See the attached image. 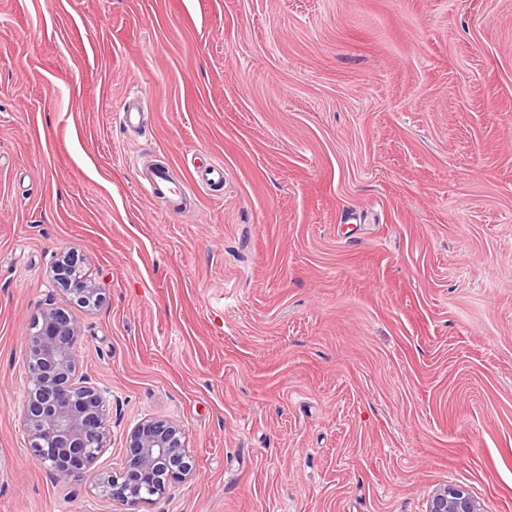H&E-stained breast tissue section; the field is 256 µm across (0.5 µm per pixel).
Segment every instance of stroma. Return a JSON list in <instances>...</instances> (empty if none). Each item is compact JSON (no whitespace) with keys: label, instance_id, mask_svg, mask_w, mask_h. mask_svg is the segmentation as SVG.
I'll return each mask as SVG.
<instances>
[{"label":"stroma","instance_id":"obj_1","mask_svg":"<svg viewBox=\"0 0 512 512\" xmlns=\"http://www.w3.org/2000/svg\"><path fill=\"white\" fill-rule=\"evenodd\" d=\"M139 133L119 122L132 97ZM223 161L183 213L139 167ZM74 253L128 507L34 462L25 340ZM512 512V0H0V512ZM81 261L73 254H61L53 263V281L79 306H98L103 299V288L82 272ZM425 512H486L461 486L448 485L436 489L427 499Z\"/></svg>","mask_w":512,"mask_h":512}]
</instances>
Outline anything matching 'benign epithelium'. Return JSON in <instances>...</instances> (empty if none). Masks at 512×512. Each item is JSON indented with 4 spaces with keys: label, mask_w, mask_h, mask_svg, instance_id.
Wrapping results in <instances>:
<instances>
[{
    "label": "benign epithelium",
    "mask_w": 512,
    "mask_h": 512,
    "mask_svg": "<svg viewBox=\"0 0 512 512\" xmlns=\"http://www.w3.org/2000/svg\"><path fill=\"white\" fill-rule=\"evenodd\" d=\"M53 281L82 307L97 306L103 289L82 274L79 258L62 254L52 266ZM78 318L49 305L29 323L25 356L27 399L22 420L33 461L65 478L90 477L107 498L125 506L150 504L193 473V457L183 427L169 419L145 417L127 434L123 466L104 475L93 471L105 447L108 406L96 384L76 380ZM425 512H486L461 486L436 489Z\"/></svg>",
    "instance_id": "obj_1"
}]
</instances>
